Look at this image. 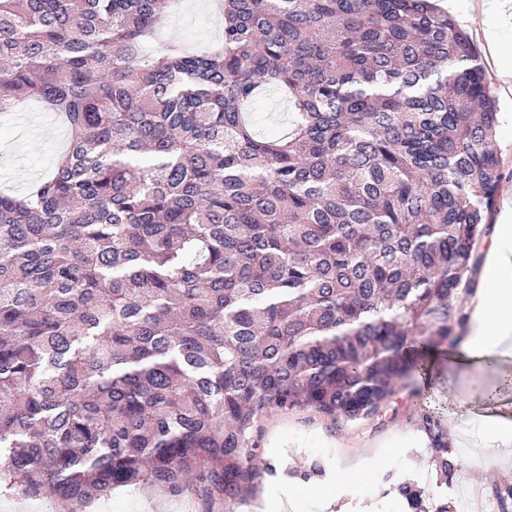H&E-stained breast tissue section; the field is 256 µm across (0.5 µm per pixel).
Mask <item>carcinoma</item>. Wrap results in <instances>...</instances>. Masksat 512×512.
Returning a JSON list of instances; mask_svg holds the SVG:
<instances>
[{
    "label": "carcinoma",
    "mask_w": 512,
    "mask_h": 512,
    "mask_svg": "<svg viewBox=\"0 0 512 512\" xmlns=\"http://www.w3.org/2000/svg\"><path fill=\"white\" fill-rule=\"evenodd\" d=\"M167 7L0 0V112L70 131L0 191V493L232 502L276 473L262 418L375 417L462 320L500 182L467 33L432 0H222L219 41L148 51ZM265 93L282 135L250 122Z\"/></svg>",
    "instance_id": "1"
}]
</instances>
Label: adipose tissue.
I'll return each mask as SVG.
<instances>
[{
	"label": "adipose tissue",
	"instance_id": "adipose-tissue-1",
	"mask_svg": "<svg viewBox=\"0 0 512 512\" xmlns=\"http://www.w3.org/2000/svg\"><path fill=\"white\" fill-rule=\"evenodd\" d=\"M512 270V250L492 248L489 286L479 289L470 306L471 328L458 346V362L483 367L491 354L512 352V281H500Z\"/></svg>",
	"mask_w": 512,
	"mask_h": 512
}]
</instances>
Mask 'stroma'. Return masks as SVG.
I'll use <instances>...</instances> for the list:
<instances>
[{"label": "stroma", "instance_id": "35a3bbf8", "mask_svg": "<svg viewBox=\"0 0 512 512\" xmlns=\"http://www.w3.org/2000/svg\"><path fill=\"white\" fill-rule=\"evenodd\" d=\"M213 0H170L165 22L150 43L159 49L172 38L188 46L215 43L223 22L212 9ZM483 0H450L447 11L468 32L496 96L501 180L498 206L512 203V90L500 79L512 67V24L497 30L498 50L490 52L486 29L490 23ZM67 131L55 112L42 104L0 118V189L22 192L28 181L48 172L64 151ZM491 211L490 230L477 238L470 277L460 289L459 308H466L472 290L482 283L486 250L495 243L512 248V224ZM455 347L445 344L432 379H418L415 390H402L379 418L353 423L335 422L317 413L274 412L256 426L252 441L257 454L284 474L263 482L242 499L213 505L187 495H174L153 485H132L85 505H64L51 496L21 499L0 495V512H331L323 494L338 496L346 512H406L395 487L414 481L424 507L447 500L448 512H512V498H501L512 486V447L485 450L473 427L489 406L512 409V390L500 387L502 375L512 374V357H499L495 366L478 368L451 361ZM431 404L448 429V455L456 461L443 475L415 418L417 403ZM320 463L322 476L303 482L311 463Z\"/></svg>", "mask_w": 512, "mask_h": 512}]
</instances>
